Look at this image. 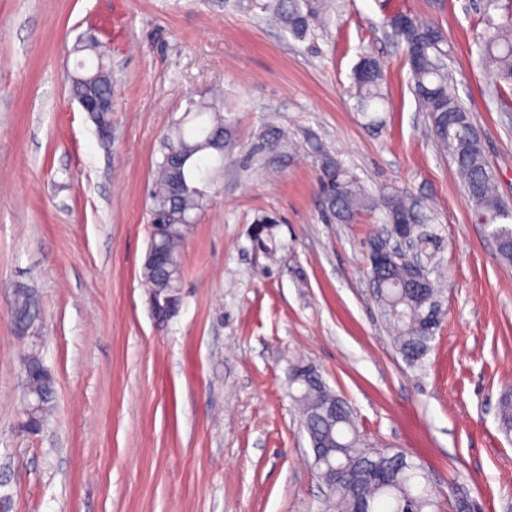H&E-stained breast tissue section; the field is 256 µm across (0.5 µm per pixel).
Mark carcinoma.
<instances>
[{
	"label": "carcinoma",
	"mask_w": 512,
	"mask_h": 512,
	"mask_svg": "<svg viewBox=\"0 0 512 512\" xmlns=\"http://www.w3.org/2000/svg\"><path fill=\"white\" fill-rule=\"evenodd\" d=\"M249 8L270 12L280 27L294 39L304 42L315 28L330 16L332 0H249ZM498 9L497 0H483L487 28L478 44L481 59L495 78L497 98L512 91V12L495 21L490 10ZM394 36L403 45L410 68L414 92L430 121L437 145L448 153L456 166L476 217H482L496 232L499 219L509 218L503 206L495 174L489 167L482 140L469 112L450 88L446 58L448 40L432 22L413 19L406 30L397 27V17L388 20ZM81 50L94 61L81 66L82 72L69 78L72 96L107 93L110 72L107 54L100 43L88 40ZM358 111H379L384 105L383 70L380 62L365 53L352 74ZM237 121L223 106L201 104L175 120L162 138L157 176L148 193L149 218L161 217L152 227L149 249L159 248L167 256V265L156 267L144 262L142 275L149 298L181 297L183 274L181 249L206 207L208 191L217 171L224 166V155L237 145ZM260 151L275 154L285 146L284 135L272 128L259 133ZM317 186L323 200L325 220L353 224L363 210L379 208L384 224L373 229L368 239L367 257L385 247L387 226L399 217L426 247L427 257L435 259L442 239L433 227L434 217L421 202L392 189L378 197L369 196L359 179L341 162L317 145ZM369 274L382 279L375 294L381 315L393 329L394 344L402 359L412 368H423L441 330L443 311L438 289L425 267L418 283L409 268L397 256L387 268ZM37 321V307L30 291L21 293L15 312V325L30 331ZM36 368L29 378L30 399L25 401L22 427L25 431L44 428L54 398L53 379L39 350L32 349L23 359V369ZM289 387L296 389L294 399L310 444L320 450L313 465L325 485L329 503L336 512H436L437 493L422 463L394 448H375L361 434L357 418L348 401L331 389L311 364L294 363L288 368ZM499 423L512 432V394L501 399Z\"/></svg>",
	"instance_id": "cac0c4a2"
}]
</instances>
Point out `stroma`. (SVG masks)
Returning a JSON list of instances; mask_svg holds the SVG:
<instances>
[{"mask_svg": "<svg viewBox=\"0 0 512 512\" xmlns=\"http://www.w3.org/2000/svg\"><path fill=\"white\" fill-rule=\"evenodd\" d=\"M310 40L224 0H0V489L10 512H326L290 364L314 365L381 448L420 459L442 512L459 502L512 512V264L496 255L414 95L388 27L437 23L451 86L512 207V109L497 102L476 41L474 0H334ZM114 79L111 135L80 111L66 76L87 33ZM379 59L386 103L356 110L352 72ZM219 97L239 145L182 250V306L151 315L142 266L147 191L162 137ZM280 152L245 158L267 120ZM370 194L422 200L443 239L441 332L424 370L407 367L367 273L381 212L323 218L312 144ZM273 215L277 248L257 246ZM39 306V351L54 378L48 427L19 429L21 289Z\"/></svg>", "mask_w": 512, "mask_h": 512, "instance_id": "stroma-1", "label": "stroma"}]
</instances>
